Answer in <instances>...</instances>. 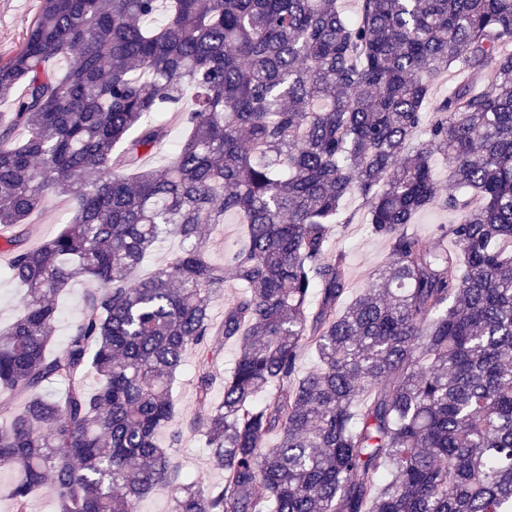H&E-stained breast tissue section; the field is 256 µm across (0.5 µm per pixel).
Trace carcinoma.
<instances>
[{"instance_id": "carcinoma-1", "label": "carcinoma", "mask_w": 512, "mask_h": 512, "mask_svg": "<svg viewBox=\"0 0 512 512\" xmlns=\"http://www.w3.org/2000/svg\"><path fill=\"white\" fill-rule=\"evenodd\" d=\"M4 100L0 252L23 288L0 332L11 512L39 490L54 512H139L159 485L173 512H512V0H360L354 19L336 0H42L0 62ZM170 112L184 136L157 168ZM350 195L390 260L348 301L327 241ZM50 199L71 220L30 247ZM433 206L456 218L428 248L409 224ZM228 214L244 245L215 266L204 244ZM168 237L186 247L135 277ZM230 280L243 291L216 322ZM304 345L319 366L300 376ZM173 422L171 445L201 436L223 482L187 480L156 441ZM87 286L81 282L71 284L59 297V318L53 333L54 347L59 349L72 324L79 318L82 296ZM197 365V354L194 350H188L185 354L184 366L178 382L174 385V395L177 398L181 410L185 414L195 411L194 402V370Z\"/></svg>"}]
</instances>
